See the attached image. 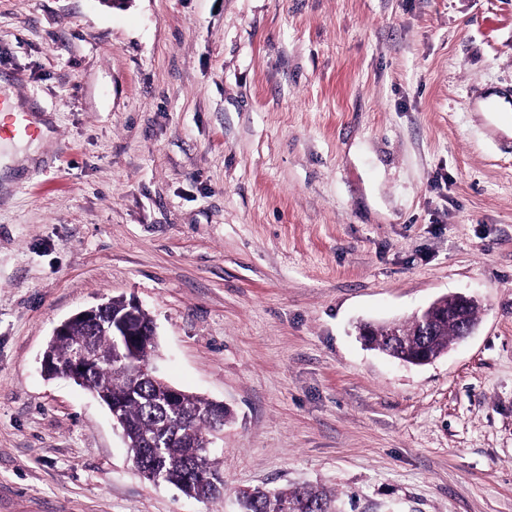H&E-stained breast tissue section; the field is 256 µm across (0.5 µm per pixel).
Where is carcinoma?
I'll return each instance as SVG.
<instances>
[{
    "label": "carcinoma",
    "mask_w": 512,
    "mask_h": 512,
    "mask_svg": "<svg viewBox=\"0 0 512 512\" xmlns=\"http://www.w3.org/2000/svg\"><path fill=\"white\" fill-rule=\"evenodd\" d=\"M122 300H109L107 313L97 324L79 316L67 327V336L49 346L47 372L69 376L73 354L84 348L95 362L81 386L122 418V431L133 463L146 471L147 479L157 478L188 497L213 502L224 497V474L218 456L202 447L220 421L208 407L210 400L182 392L179 413H173L160 388L143 376L140 368H150L155 345L136 340L119 361L114 356L124 329L136 333L152 319L142 309L126 314ZM455 338V326H437L428 338L426 355L435 356ZM336 497L321 486L304 485L277 489L253 488L238 493L240 512H337Z\"/></svg>",
    "instance_id": "carcinoma-1"
}]
</instances>
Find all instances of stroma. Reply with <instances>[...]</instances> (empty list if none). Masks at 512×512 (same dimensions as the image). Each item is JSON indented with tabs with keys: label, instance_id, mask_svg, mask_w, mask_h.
Listing matches in <instances>:
<instances>
[{
	"label": "stroma",
	"instance_id": "1",
	"mask_svg": "<svg viewBox=\"0 0 512 512\" xmlns=\"http://www.w3.org/2000/svg\"><path fill=\"white\" fill-rule=\"evenodd\" d=\"M512 0H0V512H239L319 485L341 512H512ZM475 297L423 366L367 347ZM111 298L152 367L224 403V496L134 467L109 409L47 378ZM35 131L19 118L18 113L12 112L9 103L0 100V137H32Z\"/></svg>",
	"mask_w": 512,
	"mask_h": 512
}]
</instances>
